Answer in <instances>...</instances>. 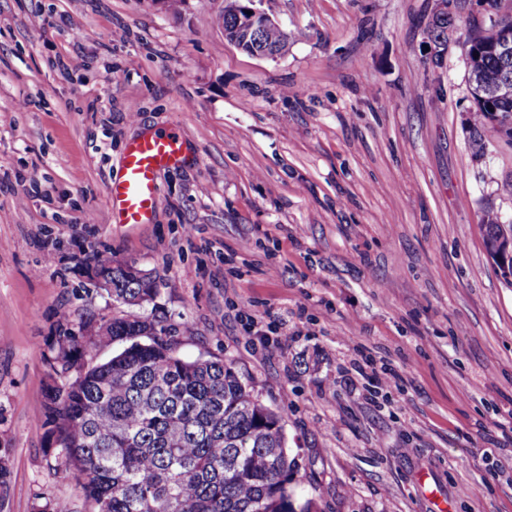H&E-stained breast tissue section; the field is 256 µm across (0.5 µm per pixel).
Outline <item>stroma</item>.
<instances>
[{
	"mask_svg": "<svg viewBox=\"0 0 512 512\" xmlns=\"http://www.w3.org/2000/svg\"><path fill=\"white\" fill-rule=\"evenodd\" d=\"M262 7L290 35L273 59L227 42L224 0H0V512H91L41 396L60 328L128 310L80 269L98 251L154 272L139 312L185 358L282 414L295 506L512 512V285L480 230L512 222V144L469 147L465 43L432 61L435 0ZM171 128L189 159L152 222L113 223L126 144ZM481 229L483 233V243L488 252V245L496 240L506 229L512 232V224L502 223L498 213L491 207L484 212Z\"/></svg>",
	"mask_w": 512,
	"mask_h": 512,
	"instance_id": "1",
	"label": "stroma"
}]
</instances>
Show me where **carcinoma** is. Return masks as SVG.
Returning a JSON list of instances; mask_svg holds the SVG:
<instances>
[{"mask_svg": "<svg viewBox=\"0 0 512 512\" xmlns=\"http://www.w3.org/2000/svg\"><path fill=\"white\" fill-rule=\"evenodd\" d=\"M491 13L512 27V0H487ZM453 19L434 37L447 47L457 39ZM494 32L471 23L468 50L482 54L497 74L512 80V58L489 51ZM288 45L282 28H264L255 46ZM495 123L476 106L470 144L482 154L492 139L512 143V97L495 103ZM484 245L512 224L491 207L484 212ZM93 267L112 280L111 297L140 306L158 289L130 274L127 264L97 257ZM91 328L85 340L65 337L49 366L60 383L43 395L47 435L58 449L54 478L77 480L94 512H294L288 485L298 464L290 455L282 416L264 405L232 364L187 360L169 329L127 314ZM117 344L108 360L83 362L87 348Z\"/></svg>", "mask_w": 512, "mask_h": 512, "instance_id": "obj_1", "label": "carcinoma"}]
</instances>
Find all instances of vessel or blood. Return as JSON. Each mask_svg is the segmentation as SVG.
<instances>
[{
  "label": "vessel or blood",
  "mask_w": 512,
  "mask_h": 512,
  "mask_svg": "<svg viewBox=\"0 0 512 512\" xmlns=\"http://www.w3.org/2000/svg\"><path fill=\"white\" fill-rule=\"evenodd\" d=\"M185 160V142L176 130L151 133L131 141L121 159L120 175L107 186L112 221L150 223L159 197L160 172Z\"/></svg>",
  "instance_id": "vessel-or-blood-1"
}]
</instances>
